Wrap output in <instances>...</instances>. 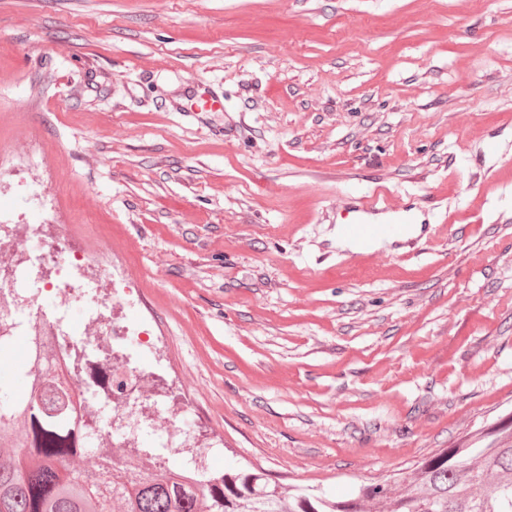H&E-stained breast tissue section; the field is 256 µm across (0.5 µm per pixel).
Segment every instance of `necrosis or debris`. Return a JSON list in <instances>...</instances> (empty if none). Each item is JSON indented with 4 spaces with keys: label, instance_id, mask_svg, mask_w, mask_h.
I'll list each match as a JSON object with an SVG mask.
<instances>
[{
    "label": "necrosis or debris",
    "instance_id": "necrosis-or-debris-1",
    "mask_svg": "<svg viewBox=\"0 0 512 512\" xmlns=\"http://www.w3.org/2000/svg\"><path fill=\"white\" fill-rule=\"evenodd\" d=\"M46 287L54 295L49 312L41 305ZM87 289L94 290L97 306L80 324H72L70 310ZM135 292V286L108 277L96 258L77 248L66 225L0 224V335L25 343L41 331L50 357L71 361V388L86 414L97 420L85 432L88 447L108 444L120 458L148 432L158 448L156 463L178 455L208 470L209 455L198 429L183 425L188 406L167 390L165 367L137 370L123 346L131 336L144 337L149 347L159 343L147 323L131 325L122 319ZM105 405L112 418L102 424L98 417Z\"/></svg>",
    "mask_w": 512,
    "mask_h": 512
}]
</instances>
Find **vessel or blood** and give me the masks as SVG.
<instances>
[{
	"label": "vessel or blood",
	"instance_id": "b4317fda",
	"mask_svg": "<svg viewBox=\"0 0 512 512\" xmlns=\"http://www.w3.org/2000/svg\"><path fill=\"white\" fill-rule=\"evenodd\" d=\"M386 208L387 195L381 189L351 199L348 203L351 218L346 223L338 225V236L355 242L391 240L404 247H414L415 240L404 223L376 221V214L383 212Z\"/></svg>",
	"mask_w": 512,
	"mask_h": 512
}]
</instances>
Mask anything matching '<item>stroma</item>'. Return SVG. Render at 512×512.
I'll list each match as a JSON object with an SVG mask.
<instances>
[{"label":"stroma","instance_id":"35a3bbf8","mask_svg":"<svg viewBox=\"0 0 512 512\" xmlns=\"http://www.w3.org/2000/svg\"><path fill=\"white\" fill-rule=\"evenodd\" d=\"M378 186L417 243L364 262ZM0 221L135 282L211 474L348 498L512 442V0H0ZM387 195L382 189L352 198L348 203L349 213L355 214L344 224L337 225V234L340 238L355 242H374L393 240L402 247L413 248L415 239L406 230V220L399 223L373 222L368 215H376L388 209Z\"/></svg>","mask_w":512,"mask_h":512}]
</instances>
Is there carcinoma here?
Listing matches in <instances>:
<instances>
[{
	"label": "carcinoma",
	"mask_w": 512,
	"mask_h": 512,
	"mask_svg": "<svg viewBox=\"0 0 512 512\" xmlns=\"http://www.w3.org/2000/svg\"><path fill=\"white\" fill-rule=\"evenodd\" d=\"M62 370L35 354L24 366L25 392L0 391V512H512V445L441 448L382 483L359 486L351 499L284 488L255 468L223 476L144 474L140 457L119 465L48 432L39 385L61 393Z\"/></svg>",
	"instance_id": "carcinoma-1"
}]
</instances>
